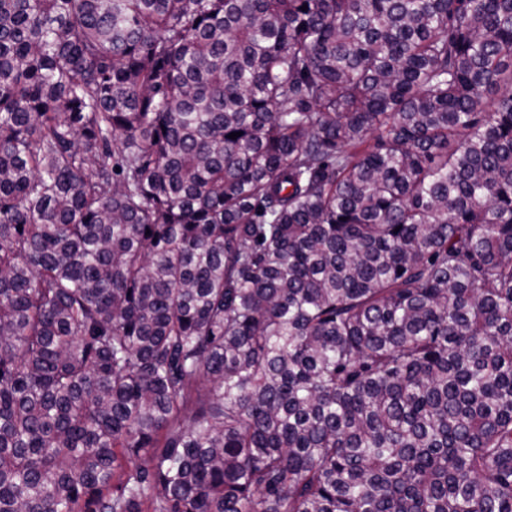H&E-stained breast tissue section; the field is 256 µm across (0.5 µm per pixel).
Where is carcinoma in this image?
I'll return each instance as SVG.
<instances>
[{
    "mask_svg": "<svg viewBox=\"0 0 512 512\" xmlns=\"http://www.w3.org/2000/svg\"><path fill=\"white\" fill-rule=\"evenodd\" d=\"M0 512H512V0H0Z\"/></svg>",
    "mask_w": 512,
    "mask_h": 512,
    "instance_id": "1",
    "label": "carcinoma"
}]
</instances>
